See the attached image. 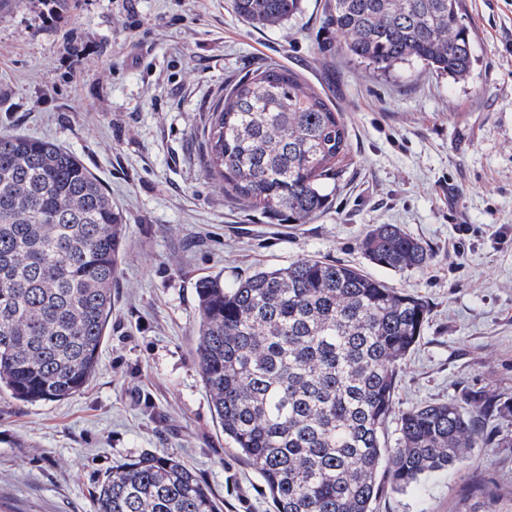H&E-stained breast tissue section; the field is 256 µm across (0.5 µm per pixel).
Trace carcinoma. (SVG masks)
I'll return each mask as SVG.
<instances>
[{"label":"carcinoma","mask_w":512,"mask_h":512,"mask_svg":"<svg viewBox=\"0 0 512 512\" xmlns=\"http://www.w3.org/2000/svg\"><path fill=\"white\" fill-rule=\"evenodd\" d=\"M256 28L284 27L301 0H232ZM465 0H329L327 21L352 59L388 72L416 60L466 81L477 57ZM205 172L274 224H308L332 202L350 142L327 95L284 65L240 78L213 105ZM125 224L83 161L53 142L0 132V392L24 403L66 399L98 365L112 314ZM373 265L433 260L397 224L361 241ZM421 298L359 268L321 259L261 268L231 288L198 283V358L224 435L253 462L274 512H374L385 489L476 465L484 421L512 411L470 395L396 410L401 361L428 317ZM396 421L394 444L388 424ZM96 512H219L175 457L112 466Z\"/></svg>","instance_id":"carcinoma-1"}]
</instances>
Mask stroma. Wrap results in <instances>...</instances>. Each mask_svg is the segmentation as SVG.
<instances>
[{"instance_id":"35a3bbf8","label":"stroma","mask_w":512,"mask_h":512,"mask_svg":"<svg viewBox=\"0 0 512 512\" xmlns=\"http://www.w3.org/2000/svg\"><path fill=\"white\" fill-rule=\"evenodd\" d=\"M328 0H302L282 29L248 26L230 0H0V130L76 153L126 221L112 316L81 392L21 403L0 393V512H94L113 465L180 458L220 512H273L258 469L217 423L197 355L196 285L232 287L260 266L308 258L362 269L426 301L402 362L397 409L512 397V0H467L478 66L465 84L414 63L382 74L351 60ZM276 62L323 90L349 130L331 207L273 224L225 196L203 165L202 131L232 80ZM456 204H449V194ZM468 224L463 257L448 251ZM397 224L432 263L395 273L360 242ZM512 500V447L435 474L375 512H471Z\"/></svg>"}]
</instances>
